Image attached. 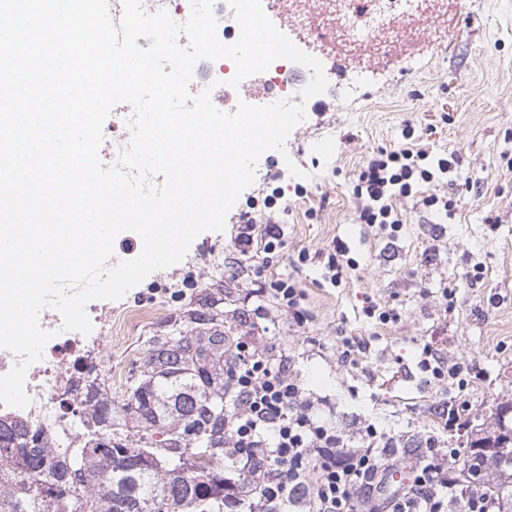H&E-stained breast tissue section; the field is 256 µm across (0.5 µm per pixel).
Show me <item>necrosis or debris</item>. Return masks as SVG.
I'll return each mask as SVG.
<instances>
[{"instance_id": "4bbe7bcc", "label": "necrosis or debris", "mask_w": 512, "mask_h": 512, "mask_svg": "<svg viewBox=\"0 0 512 512\" xmlns=\"http://www.w3.org/2000/svg\"><path fill=\"white\" fill-rule=\"evenodd\" d=\"M331 5V18L343 39L359 45L379 43L397 22L411 21L428 13L429 0H370L364 12L353 11L347 0H325ZM104 317L97 321L96 332L86 336L62 331L61 317H54L49 330L54 338L47 344L44 357L27 373L25 388L30 405L21 415L32 428L50 435L57 446H65L85 435L86 425L76 410V397L84 383V371L97 353H111L112 307L104 305Z\"/></svg>"}]
</instances>
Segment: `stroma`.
Segmentation results:
<instances>
[{"label": "stroma", "instance_id": "stroma-1", "mask_svg": "<svg viewBox=\"0 0 512 512\" xmlns=\"http://www.w3.org/2000/svg\"><path fill=\"white\" fill-rule=\"evenodd\" d=\"M352 58L373 72L369 96L348 93ZM334 60L326 93L312 99L285 153L260 156L224 230L202 233L180 263L113 302V411H122L127 387L143 368L148 337L205 332L213 318L223 321L225 335L275 346L321 416L350 442L368 420L420 453L438 428L441 400L430 374L417 366L426 346L466 367L459 397L468 411L448 432L449 447H466L473 427L491 425L498 407L512 405V0H461L433 18L397 25L386 45L339 51ZM407 124L428 132L433 152L456 153L461 176L479 192L462 196L449 218L396 200L403 224L389 237L358 223L352 181L377 148L402 145ZM288 157L311 172L310 198L295 196ZM274 174L289 205L277 271L302 284L310 313L303 325L273 308L263 319L254 313L252 272L264 256L265 218H257L253 250L237 273L224 270L242 209L270 194ZM314 201L324 208L312 220L306 211ZM339 240L358 267L335 288L321 273ZM303 250L310 254L304 265ZM477 263L484 274L474 283L468 273ZM446 286L456 291L448 309L439 299ZM373 304L394 308L398 321L377 328L364 313ZM134 309L148 310V320H124ZM347 336L369 340V351L341 361Z\"/></svg>", "mask_w": 512, "mask_h": 512}]
</instances>
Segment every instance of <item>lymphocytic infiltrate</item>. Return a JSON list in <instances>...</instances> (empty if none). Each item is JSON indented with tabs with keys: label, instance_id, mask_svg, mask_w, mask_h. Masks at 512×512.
I'll list each match as a JSON object with an SVG mask.
<instances>
[{
	"label": "lymphocytic infiltrate",
	"instance_id": "1",
	"mask_svg": "<svg viewBox=\"0 0 512 512\" xmlns=\"http://www.w3.org/2000/svg\"><path fill=\"white\" fill-rule=\"evenodd\" d=\"M414 135V127L404 126L405 146L377 149L358 172L353 199L361 223L391 235L399 232L392 205L397 198L416 199L440 213L455 207V197L427 195L420 188L452 173L457 158L432 157ZM284 247L279 225L268 226L253 294L303 324L308 320L304 291L272 271ZM227 348L224 461L232 475L224 480V498L232 512L246 496L262 512H498L493 494L465 492L452 481L463 451L446 447L434 432L424 441V457L411 463L406 488L382 498L380 486L396 455L393 435L368 422L356 442L346 441L271 347L231 336ZM242 484L247 487L243 497L238 494Z\"/></svg>",
	"mask_w": 512,
	"mask_h": 512
}]
</instances>
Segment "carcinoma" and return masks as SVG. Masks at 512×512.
<instances>
[{
  "instance_id": "1",
  "label": "carcinoma",
  "mask_w": 512,
  "mask_h": 512,
  "mask_svg": "<svg viewBox=\"0 0 512 512\" xmlns=\"http://www.w3.org/2000/svg\"><path fill=\"white\" fill-rule=\"evenodd\" d=\"M147 376L127 388L123 414L90 379L81 405L94 434L58 451L19 417L0 415V512H224V332L152 336ZM142 424L129 446L123 418ZM512 416L499 410L477 428L469 448L494 443L475 457L472 479L492 492L498 512H512ZM42 490L31 494L25 480Z\"/></svg>"
}]
</instances>
